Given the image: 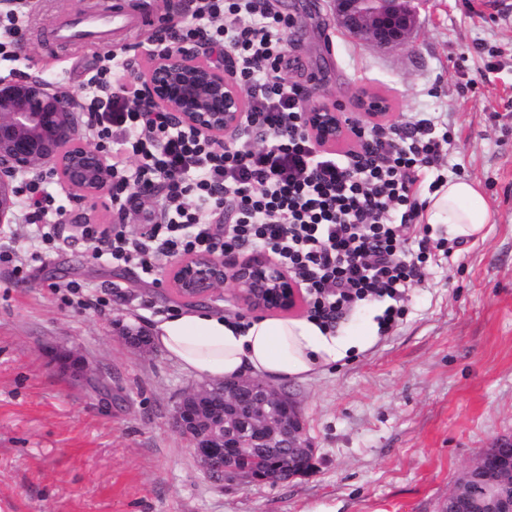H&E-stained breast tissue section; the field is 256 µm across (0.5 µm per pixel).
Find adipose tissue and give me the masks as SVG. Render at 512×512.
Segmentation results:
<instances>
[{"label": "adipose tissue", "instance_id": "obj_1", "mask_svg": "<svg viewBox=\"0 0 512 512\" xmlns=\"http://www.w3.org/2000/svg\"><path fill=\"white\" fill-rule=\"evenodd\" d=\"M422 218L444 227L449 239L467 241L482 237L492 216L476 183L454 179L426 195ZM370 336L365 328L352 338L336 336L305 317L235 321L190 310L159 319L152 339L189 373L214 380L251 374L280 382L335 364Z\"/></svg>", "mask_w": 512, "mask_h": 512}]
</instances>
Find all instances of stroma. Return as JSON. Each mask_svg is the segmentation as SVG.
Masks as SVG:
<instances>
[{
	"instance_id": "obj_1",
	"label": "stroma",
	"mask_w": 512,
	"mask_h": 512,
	"mask_svg": "<svg viewBox=\"0 0 512 512\" xmlns=\"http://www.w3.org/2000/svg\"><path fill=\"white\" fill-rule=\"evenodd\" d=\"M177 2L28 0L0 79L39 76L84 97V71L106 53L144 69L157 29L191 23ZM276 6L291 23L288 82L356 120L365 89L387 98L392 125L419 114L447 123V154L420 191L437 179L478 183L493 212L485 237L445 241L391 331L378 327L385 302L363 303L336 330L369 327L367 347L281 382L303 408L310 474L222 487L172 426L199 378L150 338L157 320L195 304L164 273L94 257L69 222L42 254L35 226H0V251L12 253L0 262V512H443L462 470L512 436V0H428L397 51L346 35L328 0ZM109 11L151 22L106 47L55 40L73 13ZM45 187L68 218L137 232L163 216L157 198L122 217L109 198L77 200L54 177ZM131 330L143 345L129 342ZM52 346L86 372L59 369Z\"/></svg>"
}]
</instances>
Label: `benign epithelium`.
Returning a JSON list of instances; mask_svg holds the SVG:
<instances>
[{
	"label": "benign epithelium",
	"instance_id": "1",
	"mask_svg": "<svg viewBox=\"0 0 512 512\" xmlns=\"http://www.w3.org/2000/svg\"><path fill=\"white\" fill-rule=\"evenodd\" d=\"M418 0H333V18L350 35L380 49L407 46L417 25ZM140 80L142 101L173 113L196 132L223 139L237 132L245 102L233 77L234 61L219 62L203 44H170L147 53ZM358 108L373 122L389 117L386 101L366 92ZM81 103L38 77L0 80V224H12L17 176L37 168L56 175L78 199L112 193V168L102 150L80 135ZM351 118L336 106L315 103L304 127L324 149L340 145ZM173 290L185 299L212 296L229 282L250 311H289L299 289L267 257L228 264L208 253L181 257L167 268ZM175 428L191 444L196 463L213 482L247 485L281 482L308 474L315 449L296 398L258 378L204 381L177 403ZM512 439L484 449L478 471L512 472Z\"/></svg>",
	"mask_w": 512,
	"mask_h": 512
}]
</instances>
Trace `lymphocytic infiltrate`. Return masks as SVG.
I'll use <instances>...</instances> for the list:
<instances>
[{
	"label": "lymphocytic infiltrate",
	"mask_w": 512,
	"mask_h": 512,
	"mask_svg": "<svg viewBox=\"0 0 512 512\" xmlns=\"http://www.w3.org/2000/svg\"><path fill=\"white\" fill-rule=\"evenodd\" d=\"M196 24L172 31L232 50L248 103L237 138L210 140L145 104L125 62L99 67L87 80L88 119L100 143L130 132L126 154L113 155L112 189L127 200L162 193L165 217L139 236L122 227L86 228L96 256L139 264L151 274L163 258L259 250L284 266L309 298V316L326 330L358 302L389 299L380 325L402 316L407 288L432 254L414 236L415 186L443 162L448 134L430 118L360 134L359 150H319L305 131L297 85L282 77L289 22L271 0H194ZM138 160L128 171L127 156ZM24 223L53 242L52 199L26 182Z\"/></svg>",
	"instance_id": "1"
}]
</instances>
